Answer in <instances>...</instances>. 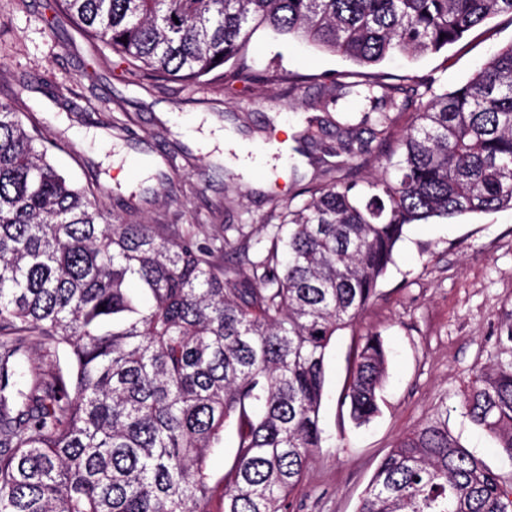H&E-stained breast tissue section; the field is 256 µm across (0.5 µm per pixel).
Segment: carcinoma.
I'll return each mask as SVG.
<instances>
[{
  "label": "carcinoma",
  "instance_id": "1",
  "mask_svg": "<svg viewBox=\"0 0 512 512\" xmlns=\"http://www.w3.org/2000/svg\"><path fill=\"white\" fill-rule=\"evenodd\" d=\"M88 37L143 79L257 81L244 49L257 27L340 53L366 69L324 85L370 111L336 122L303 199L288 200L254 250L135 218L107 220L98 188L49 156L34 120L0 103V512H287L326 441L325 369L336 334L376 295L407 226L512 209V44L464 85L378 70L437 53L512 0H58ZM445 37H440V34ZM127 42H121V39ZM415 110L393 136L388 108ZM387 145L359 188L372 148ZM233 257L224 261L227 247ZM105 310H100V307ZM35 347L48 363L25 364ZM492 364L461 395L466 417L512 460V324ZM387 354L377 334L354 354L342 404L357 425L379 412ZM232 430L217 476L212 455ZM359 512H512V484L448 432V419L402 437Z\"/></svg>",
  "mask_w": 512,
  "mask_h": 512
}]
</instances>
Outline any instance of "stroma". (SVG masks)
Listing matches in <instances>:
<instances>
[{"label": "stroma", "instance_id": "obj_1", "mask_svg": "<svg viewBox=\"0 0 512 512\" xmlns=\"http://www.w3.org/2000/svg\"><path fill=\"white\" fill-rule=\"evenodd\" d=\"M512 43V17L502 15L437 54L398 56L382 71L435 78L436 90L466 83L498 48ZM246 55L260 74L288 71L295 86L267 82L234 91L220 84L153 83L115 63L88 39L55 0H0V102L34 115L44 139L60 143L58 162L78 180L97 177L109 219L125 218L115 195L129 199L152 224H193L202 238L228 224L270 223L276 207L312 177L320 148L300 152L308 121L368 104L346 97L327 106L324 76L358 67L340 54L265 29ZM129 131L117 133L113 118ZM279 132L284 147L269 143ZM223 133V146L207 138ZM175 164H168V157ZM512 317V210L435 218L408 226L372 303L354 328L335 339L322 408L327 440L313 457L288 512H357L374 471L405 434L437 412L449 430L503 480L512 460L473 425L460 405L477 364L494 350L503 320ZM380 334L388 352L380 411L355 426L341 404L362 336Z\"/></svg>", "mask_w": 512, "mask_h": 512}]
</instances>
